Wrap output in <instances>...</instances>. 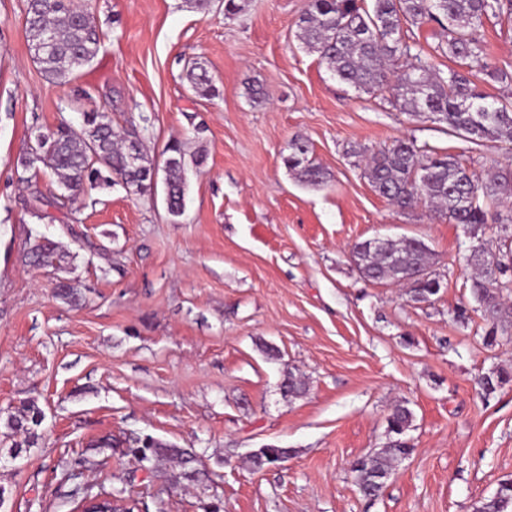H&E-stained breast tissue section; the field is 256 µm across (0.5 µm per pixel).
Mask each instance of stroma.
I'll list each match as a JSON object with an SVG mask.
<instances>
[{"mask_svg":"<svg viewBox=\"0 0 512 512\" xmlns=\"http://www.w3.org/2000/svg\"><path fill=\"white\" fill-rule=\"evenodd\" d=\"M87 3L98 53L59 86L32 59L25 0H0V451L22 405L44 416L37 445L0 464L6 512H70L79 455L93 462L81 482L133 484L166 512H473L512 479V382L487 398L477 385L512 365V345L484 340L464 226L396 208L364 175L365 156L395 140L451 152L461 140L396 107L390 89L339 82L297 38L308 0H241L234 15L224 0ZM481 35L491 63L512 71V20L489 18ZM408 36L437 69L454 67L437 23ZM194 61L216 95L191 89ZM90 112L136 132L159 164L171 140L204 149L181 215L162 192L109 179L74 201L49 171L20 181L36 131L81 128ZM295 138L323 185L286 167ZM405 236L432 253L430 302L364 279L349 257L356 242ZM45 240L65 251L60 265L33 263ZM62 282L76 298L58 294ZM290 374L302 396L283 394ZM399 403L416 448L371 501L350 467L382 446ZM135 437L195 456L197 481H176L175 460L144 476L125 451ZM271 444L288 459L241 466Z\"/></svg>","mask_w":512,"mask_h":512,"instance_id":"1","label":"stroma"}]
</instances>
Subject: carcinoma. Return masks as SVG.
Here are the masks:
<instances>
[{
  "mask_svg": "<svg viewBox=\"0 0 512 512\" xmlns=\"http://www.w3.org/2000/svg\"><path fill=\"white\" fill-rule=\"evenodd\" d=\"M308 0V8L299 20L298 38L309 50L319 54L329 70L342 82L363 93L392 86L394 99L406 111L444 124L468 147L457 153L422 149L412 140H397L374 152L367 159L364 174L374 191L405 210L420 204L454 224L470 227L477 243L470 246L468 266L471 296L482 318L490 324L486 339L497 336L512 342V305L505 295L512 293V215L495 214L494 224L502 252H490L478 232L488 223L490 211L512 199V168L491 171L480 177L463 163L471 146L486 140L512 142V102L491 100L478 88L472 76L481 73L493 81H505L508 72L493 66L487 57L479 30L484 20L504 12L512 14V0ZM436 22L448 30V56L458 68L444 74L407 39L410 25ZM25 27L32 58L46 78L57 84L71 81L76 72L96 56L100 37L87 9L76 0H26ZM411 57L410 68L395 73L401 58ZM192 90L211 96L215 88L206 68L196 63L186 73ZM36 146L22 156L18 164L31 171L43 167L56 178L69 195L77 194L99 164L128 191L141 194L152 189L151 174L156 163L142 141L132 142L115 130L112 119L103 113L86 116L76 130L60 125L35 136ZM164 194L167 210L181 214L185 201L184 173L188 163H204L205 150L187 153L184 144L174 140L166 145ZM309 146L301 140L289 145L285 158L288 169L310 185L324 184L322 168L308 158ZM351 253L363 278L389 281L406 287V295L415 303H426L437 295L441 283L419 273L431 267L428 246L419 238L385 240L382 249L369 247L366 240L353 245ZM36 261L53 266L61 258L53 243L42 245ZM512 382V370L500 366L482 375L478 385L488 397ZM41 411L25 405L8 421L12 434L23 439L12 444L11 459L22 449L37 444L35 427ZM413 411L397 404L387 418L386 442L367 460L353 463L351 471L360 493L377 499L386 487L396 461L410 456L415 445L409 431ZM129 452L139 461L156 462L177 459L182 465L192 462L179 448H169L137 438L129 442ZM287 448H268L246 457L251 471L271 465L270 456H281ZM476 512H512V480L499 484L495 494L485 498Z\"/></svg>",
  "mask_w": 512,
  "mask_h": 512,
  "instance_id": "cac0c4a2",
  "label": "carcinoma"
}]
</instances>
